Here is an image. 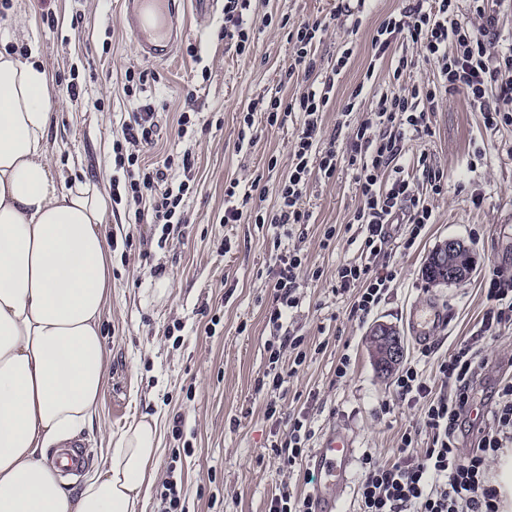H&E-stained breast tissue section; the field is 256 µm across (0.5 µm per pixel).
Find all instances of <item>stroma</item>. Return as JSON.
Listing matches in <instances>:
<instances>
[{"label":"stroma","instance_id":"1","mask_svg":"<svg viewBox=\"0 0 512 512\" xmlns=\"http://www.w3.org/2000/svg\"><path fill=\"white\" fill-rule=\"evenodd\" d=\"M404 5V0H369L354 18L337 15L336 0H252L254 46L244 56L219 37L224 23L219 5L214 13L190 15L188 37L174 57L161 63L139 54L123 23V0H9L8 8L0 7L1 19L23 10L33 20L30 40L56 101L48 155L58 186L90 180L111 190L112 146L138 102L151 105L156 114V141L142 152L147 163L192 153L194 179L184 221L170 234L157 224L135 223L122 207L111 210L104 226L113 244L112 296L101 322L105 388L93 427L79 435L91 460L83 473L64 475L65 483L78 486L86 474L102 468L110 434L148 415L158 422L162 452L145 512H162L160 494L167 480L176 482L184 512H268L279 489L312 492L320 476L309 462L291 473L281 469L271 447L276 426L264 417V394L258 389L272 332L269 271L277 253L293 248L323 276L303 279L299 305L288 321L290 332L304 337L307 358L296 368L292 354H281L284 414L308 415L316 434L310 448H317L328 430L341 428L352 437L357 457L369 455L381 464L393 462L406 431H418L420 445L430 442L419 407L401 401L393 377L377 372L368 331L377 321L406 331L415 304L436 306L443 325L427 348L407 343L406 357L417 361L434 389H442L437 362L479 334L490 268L512 274V125L486 127L481 112L460 91L430 113V136L405 142V171L432 207V221L410 249L392 252L397 276L380 304L362 318L350 315L353 292L338 290L336 283L337 266L358 256L347 225L360 197L348 164H341L331 180L312 176L303 198L310 221L295 225L290 236L277 237L272 227L245 220L223 221L224 189L231 180L245 189L258 185L269 208L288 174L295 122L272 127L255 116L253 145L239 147L247 105L275 91L287 99L324 80L344 39H353L354 53L331 93L322 145L344 150L349 119L342 106L353 91H360V108L367 112L383 91L437 83L432 63L397 79L389 63L371 62L373 34ZM313 18L328 24L313 46L315 67L309 75L286 79L289 29ZM130 68L147 74L134 101L123 91ZM72 81L78 84L75 99L66 89ZM183 112L196 123L189 141L177 136ZM423 152L444 173L441 194L431 193L415 165ZM273 156L278 164L272 168ZM331 227L336 236L328 242L324 233ZM450 238L471 247L477 269L460 283H428L423 262ZM163 276L170 288L159 300L153 288ZM344 355L350 370L340 379L336 363ZM509 379L512 329L504 330L488 352L476 402H486Z\"/></svg>","mask_w":512,"mask_h":512}]
</instances>
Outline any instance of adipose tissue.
<instances>
[{
  "mask_svg": "<svg viewBox=\"0 0 512 512\" xmlns=\"http://www.w3.org/2000/svg\"><path fill=\"white\" fill-rule=\"evenodd\" d=\"M29 29L23 12L0 22V512H144L155 419L111 434L106 466L80 488L46 461L92 427L103 395L110 199L97 183L51 176L50 78L37 51L15 50Z\"/></svg>",
  "mask_w": 512,
  "mask_h": 512,
  "instance_id": "ef3b65f1",
  "label": "adipose tissue"
}]
</instances>
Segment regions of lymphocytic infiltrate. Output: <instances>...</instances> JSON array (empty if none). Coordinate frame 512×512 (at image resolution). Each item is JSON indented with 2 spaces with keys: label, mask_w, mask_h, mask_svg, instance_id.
Listing matches in <instances>:
<instances>
[{
  "label": "lymphocytic infiltrate",
  "mask_w": 512,
  "mask_h": 512,
  "mask_svg": "<svg viewBox=\"0 0 512 512\" xmlns=\"http://www.w3.org/2000/svg\"><path fill=\"white\" fill-rule=\"evenodd\" d=\"M251 0H225L224 24L220 36L234 44L238 54L251 50V26L246 16ZM455 0H410L397 14L389 16L371 40L374 60L389 56L394 41L411 43L416 56L394 58L393 76L411 72L417 59L437 64L441 85H411L401 93H380L376 107L350 128L344 151L320 147L322 114L330 102L335 78L346 68L353 54L345 45L329 75L319 84L306 86L290 99L261 97L248 106L246 126H253V113H263L267 125L284 124L299 115L291 150L287 177L276 189L272 210L251 205V192L241 191L238 182L224 190V221L242 219L267 224L277 233H290L293 226L308 223L310 214L303 196L312 175L332 179L347 153V162L360 192V205L351 223L360 258L336 269V282L342 291H355L352 313L365 316L381 302L392 280L391 274L374 271L373 262L385 255L388 228L407 223L411 230L406 245H413L424 224L430 222L432 209L405 175L401 162L405 141L429 135V115L437 111L441 93L466 91L483 114L486 126L512 125V45L499 48L500 33L489 0H471L476 25L459 21ZM327 28L318 18L301 22L289 33L292 43L287 76L311 72L314 61L311 48ZM494 88L495 105H487V88ZM156 124L151 106H139L129 123L122 127V137L114 142L113 163L119 177L112 180L113 205L129 207L149 204L155 224H177L183 214V202L190 184L168 180L172 167L190 171V155L167 157L163 164L149 166L142 162V151L152 145ZM273 306L269 321L283 328L288 316L299 304L297 291L303 278L320 279L321 269H309L300 251L277 255L271 270ZM487 308L482 318L484 345L496 343L503 329L512 326V276L491 269L486 281ZM302 337L286 336L267 343L270 352L264 415L269 420L283 418L277 400L284 379L278 370L282 349H290L294 366H301L306 354ZM487 359L482 347L468 341L449 357L437 363L438 372L449 393L434 392L416 363L406 365L397 376L396 394L408 404L420 406L423 423L431 433L427 446H419L415 433H404L388 465L364 457V477L359 486L360 512H498L497 491L486 478L487 463L512 439V382L497 392L491 407L492 420L480 430L477 448L462 455L456 442L459 420L474 400V387ZM288 430L271 443L282 469L294 470L303 460L314 435L306 415L287 418Z\"/></svg>",
  "instance_id": "f902f5d3"
}]
</instances>
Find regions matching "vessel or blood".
I'll list each match as a JSON object with an SVG mask.
<instances>
[{
  "mask_svg": "<svg viewBox=\"0 0 512 512\" xmlns=\"http://www.w3.org/2000/svg\"><path fill=\"white\" fill-rule=\"evenodd\" d=\"M214 0H124V19L137 39L142 57L169 59L178 47L177 40L166 39L168 20L178 19L187 7L201 14L209 13ZM440 324L434 307L420 305L409 316L415 341H426ZM354 445L347 433L338 429L326 432L312 455V464L321 480L312 492L314 512H337V503L348 484L354 462Z\"/></svg>",
  "mask_w": 512,
  "mask_h": 512,
  "instance_id": "b4317fda",
  "label": "vessel or blood"
}]
</instances>
